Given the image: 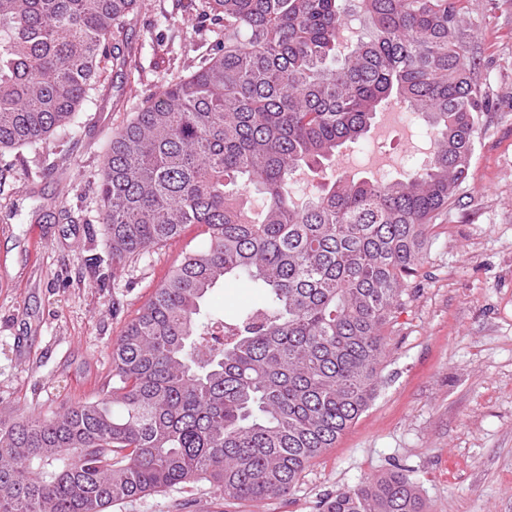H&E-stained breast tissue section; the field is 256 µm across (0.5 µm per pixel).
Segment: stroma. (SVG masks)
Returning <instances> with one entry per match:
<instances>
[{"label":"stroma","mask_w":512,"mask_h":512,"mask_svg":"<svg viewBox=\"0 0 512 512\" xmlns=\"http://www.w3.org/2000/svg\"><path fill=\"white\" fill-rule=\"evenodd\" d=\"M189 0H141L116 42L134 75L104 63L75 136L0 155V416L49 415L112 380L111 344L204 226L113 271L98 218L105 143L184 74L209 35ZM489 106L468 179L385 329L369 408L257 505L200 482L190 512H316L317 501L404 469L426 512H512V0H459Z\"/></svg>","instance_id":"1"}]
</instances>
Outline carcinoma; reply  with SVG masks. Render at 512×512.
<instances>
[{
	"label": "carcinoma",
	"instance_id": "carcinoma-1",
	"mask_svg": "<svg viewBox=\"0 0 512 512\" xmlns=\"http://www.w3.org/2000/svg\"><path fill=\"white\" fill-rule=\"evenodd\" d=\"M190 0L215 25L107 144L101 220L112 271L180 237L185 253L111 345L112 388L50 416L0 419V512H107L204 481L237 502L286 496L374 400L384 329L425 259L430 225L468 178L486 102L458 0ZM140 0H0V154L74 131ZM401 97L430 126L429 164L386 183L336 175L298 207L297 172L364 137ZM261 187L250 216L247 184ZM258 301L226 316L212 291ZM320 512H424L388 472ZM258 299L254 288L247 281L228 283L224 288L217 289L211 296L208 308H217L227 315L237 309L248 306Z\"/></svg>",
	"mask_w": 512,
	"mask_h": 512
}]
</instances>
